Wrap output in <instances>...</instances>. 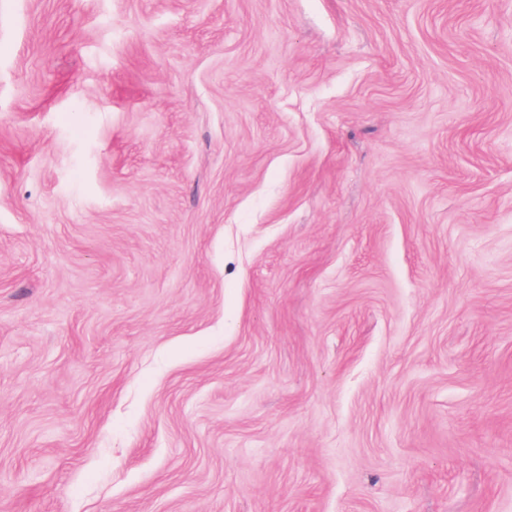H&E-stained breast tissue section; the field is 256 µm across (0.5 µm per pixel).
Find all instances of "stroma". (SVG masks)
<instances>
[{
    "mask_svg": "<svg viewBox=\"0 0 512 512\" xmlns=\"http://www.w3.org/2000/svg\"><path fill=\"white\" fill-rule=\"evenodd\" d=\"M0 512H512V0H0Z\"/></svg>",
    "mask_w": 512,
    "mask_h": 512,
    "instance_id": "stroma-1",
    "label": "stroma"
}]
</instances>
